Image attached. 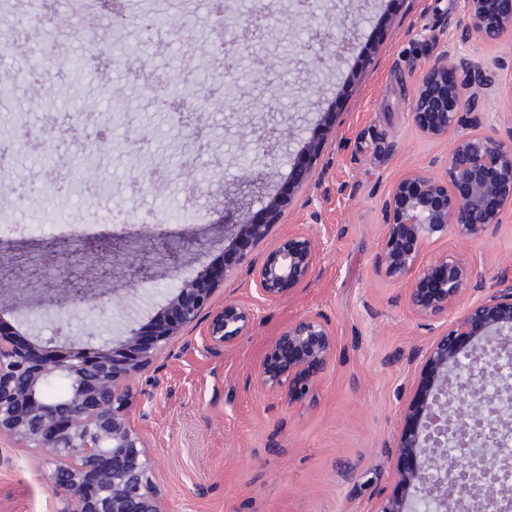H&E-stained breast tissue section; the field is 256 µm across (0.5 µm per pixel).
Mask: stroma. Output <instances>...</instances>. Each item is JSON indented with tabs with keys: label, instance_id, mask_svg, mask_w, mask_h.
<instances>
[{
	"label": "stroma",
	"instance_id": "1",
	"mask_svg": "<svg viewBox=\"0 0 512 512\" xmlns=\"http://www.w3.org/2000/svg\"><path fill=\"white\" fill-rule=\"evenodd\" d=\"M310 3V21L298 25L292 20L296 0H232L220 19L211 0H199L184 17L192 36L186 42L144 29L140 0H131L124 26L109 27L96 45L98 60L113 65L109 82L89 81L72 66L83 43L43 38L55 55L49 79L78 90L77 97L45 109L33 107L27 84L12 80L27 44L17 28L25 9L19 0H0V83L14 85L12 96L0 99V162L28 183L58 187L46 196L23 193L18 182L0 186V206L10 207L0 222V278L9 273L14 242L37 246L66 235L69 214L80 209L102 206L118 217L88 225L90 236L134 233L147 220L160 233L202 237L183 256L175 279L164 254L153 253L147 241L141 247L149 257L136 281L120 267L107 281L85 270L88 288L111 299L103 320L64 296L43 307L34 283L23 292L0 287V301L16 304L0 316L7 333L49 337L62 325L79 340L96 324L104 340L118 344L128 321L148 325L178 281L223 254L225 221L264 211L275 200L305 142L314 136L323 142L305 188L322 223H308L300 201H293L261 244L267 251L289 232L307 229L318 254L306 277L264 303L247 334L223 351L200 355L194 349L199 331L182 332L176 355L161 356L132 384L134 394L152 396L141 428L164 512H374L394 484L391 443L402 426L399 392L415 378L411 354L482 293L512 280V209L477 241L451 232L425 243L426 262L471 264L483 273L481 291L467 290L453 312L418 315L409 305V282L390 278L377 263L391 183L409 171H438L452 140L473 129L475 115L464 110L446 139L421 135L410 110L419 68L460 47L495 63L496 91L480 115L485 124L506 129L512 126V35L458 44L459 0H343L356 35L343 65L328 68L321 59L336 44L314 34L330 0ZM257 9L275 20L259 40L245 23ZM221 32L245 48L228 76L213 52ZM272 56L281 65L268 87L256 73ZM194 64L204 68L205 78L189 84L198 109L191 127L181 129L144 92L143 82L152 78L165 90ZM85 94L97 99L98 111H81ZM303 96L311 98L310 107H298ZM272 107L277 123L266 131L264 153L248 154L254 127ZM104 127L111 151L88 174H65L59 155H77ZM245 156L261 180L241 181ZM268 171L274 180L265 179ZM312 315L336 334L328 369L301 396L262 389L254 373L270 347L290 324ZM188 340L193 348H185ZM49 470L42 450L0 439V512H59L47 485Z\"/></svg>",
	"mask_w": 512,
	"mask_h": 512
}]
</instances>
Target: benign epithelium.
Instances as JSON below:
<instances>
[{
  "label": "benign epithelium",
  "instance_id": "7a95c632",
  "mask_svg": "<svg viewBox=\"0 0 512 512\" xmlns=\"http://www.w3.org/2000/svg\"><path fill=\"white\" fill-rule=\"evenodd\" d=\"M462 2L463 18L456 26L460 42L474 37L495 41L512 33V0H507L510 7L498 12L490 9L491 0ZM328 19L339 38L323 64L337 67L351 50L353 36L348 14L336 0ZM221 43L228 74L231 60L245 48L233 40ZM496 77L495 66L487 61L442 52L420 72L410 102L415 125L429 139L448 137L462 106L476 111L481 98L493 91ZM475 120L478 129L453 141L441 171L403 175L384 201L386 232L377 262L396 280L415 277L409 304L421 316L451 311L466 288L472 285L477 290L482 282L475 266L424 263V243L450 228L475 241L512 208V130L481 131V117ZM299 169L301 175L290 187L286 203L310 181L309 164L302 163ZM282 217L277 202L262 224L246 218L224 225L232 237L250 239V245L220 275L204 269L184 282L155 320L156 330L147 344L139 345L140 330L131 328L116 347L73 349L57 344L64 335L60 327L57 335L40 339L38 347L45 351L40 361L14 342L6 349L0 346V437L52 457L48 485L64 503L63 512H162L146 440L133 419L130 381L162 355L172 354L177 332L200 324L216 287L238 269L246 268L254 294L248 303L224 300L204 331L203 353L211 354L242 336L260 305L307 275L315 240L302 229L269 251L255 252ZM115 245L113 239L89 242L77 237L59 250L51 241L39 256L24 252L11 276L16 285H25L45 259L63 254L66 259L59 263L57 275L41 277L42 290L53 292L62 286L71 300L86 303L88 288L81 269L96 265L100 277L110 276L112 264L102 261L113 257ZM335 347L328 323L304 317L288 326L268 351L255 372L256 382L277 390L319 373L330 363ZM421 356L418 380L402 396L403 418L413 414L416 400L427 401V406L419 427H404L394 438V489L374 512H419L425 498L433 500V512H448L457 474L476 467V450L502 447L512 439V422L501 417L484 423L490 412L485 384L502 377L503 359L512 357V283L476 301ZM58 378L72 388L66 396L52 398L46 385ZM450 436L463 454L442 451ZM457 503L466 504L465 512H512V487L504 481L495 493L467 489L459 493Z\"/></svg>",
  "mask_w": 512,
  "mask_h": 512
}]
</instances>
